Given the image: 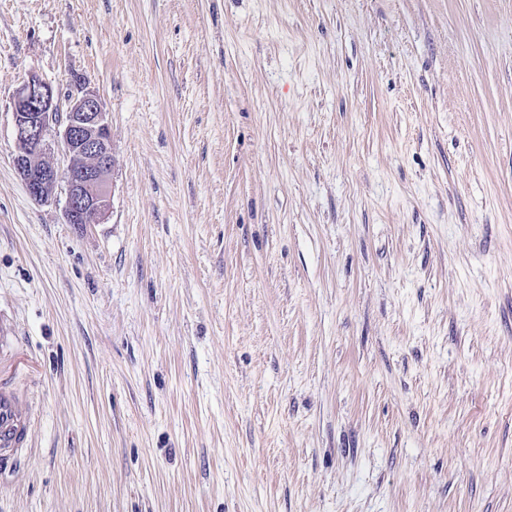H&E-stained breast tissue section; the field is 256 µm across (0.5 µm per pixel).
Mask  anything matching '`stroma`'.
Returning a JSON list of instances; mask_svg holds the SVG:
<instances>
[{
  "mask_svg": "<svg viewBox=\"0 0 512 512\" xmlns=\"http://www.w3.org/2000/svg\"><path fill=\"white\" fill-rule=\"evenodd\" d=\"M82 80L111 205L18 177ZM0 512H512V0H0ZM65 110L54 87L30 74L13 98L16 154L14 167L30 196L50 198L64 185L66 223L91 224L110 208L112 140L106 112L98 95L81 86ZM60 144L68 159L60 171L47 159L49 138ZM16 326L0 313V470L11 468L31 437V414L8 377L1 376V362L12 361L16 354Z\"/></svg>",
  "mask_w": 512,
  "mask_h": 512,
  "instance_id": "1",
  "label": "stroma"
}]
</instances>
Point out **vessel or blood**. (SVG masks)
I'll return each instance as SVG.
<instances>
[{
    "label": "vessel or blood",
    "instance_id": "obj_1",
    "mask_svg": "<svg viewBox=\"0 0 512 512\" xmlns=\"http://www.w3.org/2000/svg\"><path fill=\"white\" fill-rule=\"evenodd\" d=\"M16 326L0 313V362L13 360L16 354ZM31 414L11 380L0 376V470L14 465L18 453L28 446Z\"/></svg>",
    "mask_w": 512,
    "mask_h": 512
}]
</instances>
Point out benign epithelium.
I'll return each mask as SVG.
<instances>
[{
	"instance_id": "benign-epithelium-1",
	"label": "benign epithelium",
	"mask_w": 512,
	"mask_h": 512,
	"mask_svg": "<svg viewBox=\"0 0 512 512\" xmlns=\"http://www.w3.org/2000/svg\"><path fill=\"white\" fill-rule=\"evenodd\" d=\"M13 105V163L30 196L45 201L62 184L65 223L89 224L106 215L112 140L98 95L82 88L63 109L54 87L32 73L17 89ZM52 140L61 145L68 159L62 171L47 160Z\"/></svg>"
}]
</instances>
